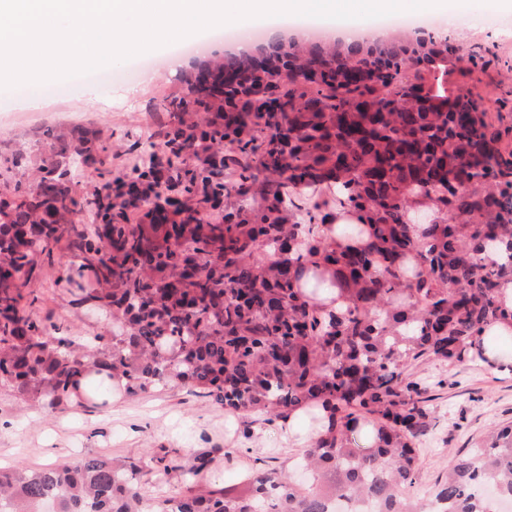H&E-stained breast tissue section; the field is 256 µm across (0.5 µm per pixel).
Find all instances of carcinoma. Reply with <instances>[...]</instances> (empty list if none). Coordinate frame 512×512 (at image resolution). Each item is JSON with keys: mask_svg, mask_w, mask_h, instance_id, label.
Returning a JSON list of instances; mask_svg holds the SVG:
<instances>
[{"mask_svg": "<svg viewBox=\"0 0 512 512\" xmlns=\"http://www.w3.org/2000/svg\"><path fill=\"white\" fill-rule=\"evenodd\" d=\"M230 55L187 80L170 119L232 145L224 168L242 193L265 175L272 203L229 207L222 224L194 212L155 224L122 223V207L95 198L100 223L79 228L74 171L112 177L90 131L46 129L0 158V389L45 409L104 396L103 372L125 392L192 385L236 412L280 417L303 402L323 411L320 435L302 450L309 485L283 470L250 473L232 489L196 481L176 496L142 491V460L79 456L31 469L0 468V501L13 512H332L348 498L373 512H425L405 497L416 483L415 445L427 433L426 389L402 384L419 359L485 363L503 357L491 328L512 281V154L496 146L493 116L464 92L476 55L423 30L387 43L292 39L267 70ZM195 134L157 150L186 159ZM209 169H188L192 191ZM336 183V202L367 241L343 246L321 205L308 222L281 223L278 190ZM427 206L409 222L405 201ZM82 257L65 278L90 313L112 315L91 344L25 313L30 289L55 264L50 244ZM260 246L286 261H247ZM329 270L347 305L325 309L301 287L304 269ZM91 385L77 392L79 380ZM512 498V423L484 448L448 462L432 494L438 512H487L485 489Z\"/></svg>", "mask_w": 512, "mask_h": 512, "instance_id": "1", "label": "carcinoma"}]
</instances>
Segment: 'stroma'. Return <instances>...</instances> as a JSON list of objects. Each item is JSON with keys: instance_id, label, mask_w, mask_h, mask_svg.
I'll return each mask as SVG.
<instances>
[{"instance_id": "1", "label": "stroma", "mask_w": 512, "mask_h": 512, "mask_svg": "<svg viewBox=\"0 0 512 512\" xmlns=\"http://www.w3.org/2000/svg\"><path fill=\"white\" fill-rule=\"evenodd\" d=\"M434 15H481L488 25L456 28L457 45L489 59V66L473 75L481 105L490 112L512 113V0H451L434 8ZM202 58L191 55L178 73L161 70L154 78L109 66L110 79L87 91L75 78L64 81L65 91L50 93L40 86V103L30 106L26 91L0 89V155L11 153L53 126L68 131L79 125L92 131L108 151H120L133 160L150 151L144 128L167 121L166 102L183 95L185 80ZM294 201L286 208L289 222L303 220L314 203L336 210V187L319 184L291 190ZM55 265L45 269L32 287L43 297L32 308L34 319L60 327L74 336H97L106 330L103 317L87 316L68 289L59 286L79 259L65 244L54 247ZM404 381L426 386L429 433L418 460V485L431 491L444 478L450 459L484 445L488 435L512 423V372L468 362L426 359L414 362ZM311 415L294 426L266 423L260 413H229L212 404L197 388L150 390L135 396L114 393L102 408L75 402L48 412L26 405L13 393L0 391V465L40 468L76 455L142 458L167 453L176 469L162 476H145V489L154 495H176L198 454L207 452L214 462L206 475L213 487L237 484L251 469L291 463L317 436Z\"/></svg>"}]
</instances>
